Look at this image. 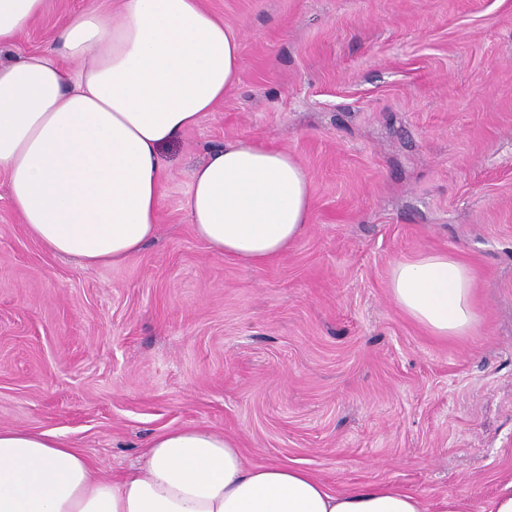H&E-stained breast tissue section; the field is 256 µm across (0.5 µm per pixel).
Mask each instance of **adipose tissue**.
Segmentation results:
<instances>
[{
	"instance_id": "ef3b65f1",
	"label": "adipose tissue",
	"mask_w": 512,
	"mask_h": 512,
	"mask_svg": "<svg viewBox=\"0 0 512 512\" xmlns=\"http://www.w3.org/2000/svg\"><path fill=\"white\" fill-rule=\"evenodd\" d=\"M50 0H0V48ZM66 57L70 67L58 59ZM237 30L201 0H121L70 16L58 47L0 64V174L27 234L91 266L132 259L159 228L161 150L240 79ZM187 218L224 258L259 266L312 218L309 179L288 152L238 139L190 174ZM390 294L430 335L464 336L474 277L446 253L396 262ZM0 512H429L384 485L337 492L300 462L250 466L200 425L156 434L117 477L53 430L0 427Z\"/></svg>"
}]
</instances>
